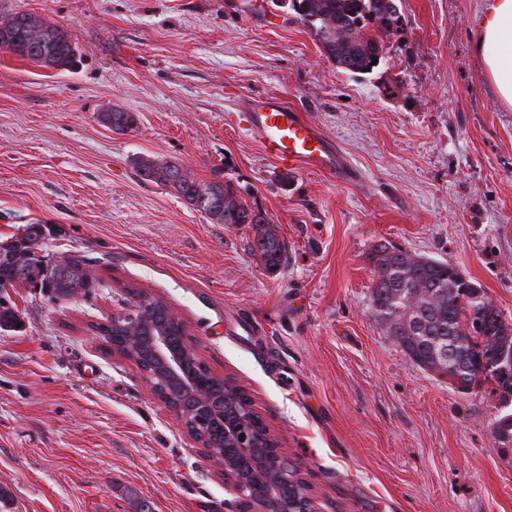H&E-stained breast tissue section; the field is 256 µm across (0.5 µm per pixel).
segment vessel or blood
I'll list each match as a JSON object with an SVG mask.
<instances>
[{
    "label": "vessel or blood",
    "mask_w": 512,
    "mask_h": 512,
    "mask_svg": "<svg viewBox=\"0 0 512 512\" xmlns=\"http://www.w3.org/2000/svg\"><path fill=\"white\" fill-rule=\"evenodd\" d=\"M239 120L259 140L268 157L326 173L343 182L354 179L353 170L318 128L281 98L274 95L249 98Z\"/></svg>",
    "instance_id": "obj_1"
}]
</instances>
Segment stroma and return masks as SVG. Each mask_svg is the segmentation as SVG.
Instances as JSON below:
<instances>
[{
	"instance_id": "stroma-1",
	"label": "stroma",
	"mask_w": 512,
	"mask_h": 512,
	"mask_svg": "<svg viewBox=\"0 0 512 512\" xmlns=\"http://www.w3.org/2000/svg\"><path fill=\"white\" fill-rule=\"evenodd\" d=\"M481 0H402L383 63L337 71L273 0H0L59 25L75 69L0 48V238L59 226L97 286L13 288L0 330V512H228L224 480L136 364L98 336L164 300L234 378L311 486L317 512H512V442L493 382L456 391L374 314L378 244L448 261L512 323V109L475 51ZM257 94L307 113L356 173L285 167L241 130ZM120 107L136 128L97 120ZM230 181L288 246L268 273L247 225L216 224L140 179L137 157Z\"/></svg>"
}]
</instances>
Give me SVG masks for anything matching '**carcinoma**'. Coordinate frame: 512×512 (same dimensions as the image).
I'll list each match as a JSON object with an SVG mask.
<instances>
[{
	"mask_svg": "<svg viewBox=\"0 0 512 512\" xmlns=\"http://www.w3.org/2000/svg\"><path fill=\"white\" fill-rule=\"evenodd\" d=\"M298 19L315 30L323 54L336 69L354 76L375 70L372 62L383 61V47L369 30L403 29L406 18L401 0H289ZM0 48L42 68L71 69L77 63V49L58 25L36 20L26 13L0 17ZM98 121L118 132L137 125V115L120 109L100 112ZM137 173L145 181L172 189L193 209L208 215L217 224H247L254 232L250 250L263 267L274 272L286 261L287 244L272 227L269 214L239 199L229 182L198 181L176 162L140 159ZM56 235L48 224H25L22 234L0 245V285L36 288L51 298L85 294L93 287L83 267L85 256L61 257L44 249L45 240ZM375 270L371 301L375 315L386 333L418 367L439 369L453 377L451 385L469 393L491 379L506 404L512 403V323L483 300L472 280H463L461 271L446 261L411 255L383 243L370 255ZM20 317L14 306L0 300V329H17ZM156 328H163L176 348L185 326L170 316L166 303L147 300L135 313L133 330L101 325L97 330L118 354L130 358L135 332L147 340ZM448 348V357L442 349ZM154 378L159 393L191 414L189 427L195 437L219 452L232 453L224 443V425L237 421L242 404L250 402L242 387L230 378L214 375L199 357L192 366L205 383L208 402L204 405L165 379L151 362L135 360ZM493 436L505 443L512 440V413L496 420Z\"/></svg>",
	"mask_w": 512,
	"mask_h": 512,
	"instance_id": "cac0c4a2",
	"label": "carcinoma"
}]
</instances>
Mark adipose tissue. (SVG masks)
I'll list each match as a JSON object with an SVG mask.
<instances>
[{"label":"adipose tissue","mask_w":512,"mask_h":512,"mask_svg":"<svg viewBox=\"0 0 512 512\" xmlns=\"http://www.w3.org/2000/svg\"><path fill=\"white\" fill-rule=\"evenodd\" d=\"M478 52L485 77L512 108V0H482Z\"/></svg>","instance_id":"ef3b65f1"}]
</instances>
